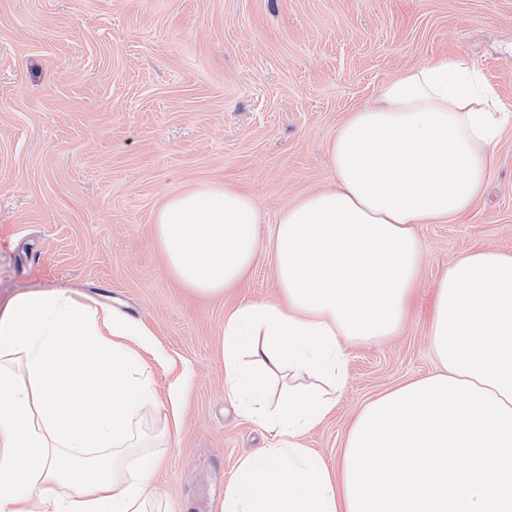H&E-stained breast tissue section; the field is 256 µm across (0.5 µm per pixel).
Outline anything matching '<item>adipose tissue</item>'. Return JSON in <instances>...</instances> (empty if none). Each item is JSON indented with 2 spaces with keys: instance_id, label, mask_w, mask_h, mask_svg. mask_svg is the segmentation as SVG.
Wrapping results in <instances>:
<instances>
[{
  "instance_id": "obj_1",
  "label": "adipose tissue",
  "mask_w": 512,
  "mask_h": 512,
  "mask_svg": "<svg viewBox=\"0 0 512 512\" xmlns=\"http://www.w3.org/2000/svg\"><path fill=\"white\" fill-rule=\"evenodd\" d=\"M512 111L462 58L383 83L329 141L335 187L285 206L269 257L282 293L224 321V379L273 443L242 457L221 512H512V253L481 248L434 287L438 372L368 401L336 463L305 448L334 411L347 348L395 333L423 261L413 227L441 224L481 195ZM253 198L201 183L153 219L166 272L223 296L255 265ZM140 320L62 289L0 308V512H163L146 491L153 440L177 432L160 406ZM299 385L270 401L272 379Z\"/></svg>"
}]
</instances>
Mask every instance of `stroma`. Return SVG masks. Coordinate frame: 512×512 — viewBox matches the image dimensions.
Masks as SVG:
<instances>
[{
	"instance_id": "1",
	"label": "stroma",
	"mask_w": 512,
	"mask_h": 512,
	"mask_svg": "<svg viewBox=\"0 0 512 512\" xmlns=\"http://www.w3.org/2000/svg\"><path fill=\"white\" fill-rule=\"evenodd\" d=\"M461 56L512 106V0H0V307L29 290L103 300L151 332L180 431L152 488L173 512H220L238 459L269 434L225 388L224 316L275 298L266 256L221 298L170 278L153 238L164 198L229 184L261 209L331 185L327 144L407 66ZM415 231L425 263L397 335L349 347L335 412L304 437L335 462L380 393L435 371L434 284L478 247L512 253V125L483 196Z\"/></svg>"
}]
</instances>
